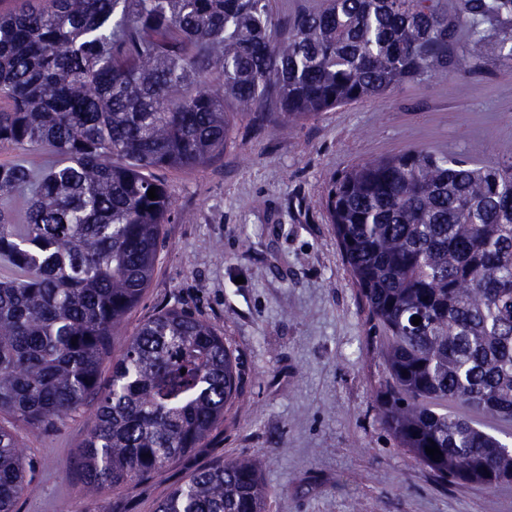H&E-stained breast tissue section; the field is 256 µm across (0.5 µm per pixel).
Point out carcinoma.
Listing matches in <instances>:
<instances>
[{"label":"carcinoma","instance_id":"obj_1","mask_svg":"<svg viewBox=\"0 0 512 512\" xmlns=\"http://www.w3.org/2000/svg\"><path fill=\"white\" fill-rule=\"evenodd\" d=\"M494 52L512 58V0H459L454 15L442 0H323L286 24L270 0H14L0 11V147L61 160L0 163V259L16 271L0 279V414L57 430L95 399L88 494L165 481L241 401L242 373L211 322L170 307L101 383L171 220L158 172L221 158L240 117L274 130L450 65L479 72ZM326 208L391 338L384 423L441 481L512 482L511 445L436 408L512 422V160L371 159L332 179ZM35 478L1 425L0 512ZM268 498L259 460L241 456L193 472L156 512H267Z\"/></svg>","mask_w":512,"mask_h":512}]
</instances>
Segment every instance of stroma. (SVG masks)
<instances>
[{"instance_id": "35a3bbf8", "label": "stroma", "mask_w": 512, "mask_h": 512, "mask_svg": "<svg viewBox=\"0 0 512 512\" xmlns=\"http://www.w3.org/2000/svg\"><path fill=\"white\" fill-rule=\"evenodd\" d=\"M424 148L474 163L512 158V60L453 69L281 128L240 121L221 159L163 178L175 215L149 288L109 342V382L142 320L178 307L213 323L239 355L246 405L164 483L90 497L75 459L96 423L88 403L56 432L18 427L37 475L20 512H155L170 485L251 456L267 512H512V483L442 482L385 426L389 337L373 328L325 208L334 175L373 157Z\"/></svg>"}]
</instances>
